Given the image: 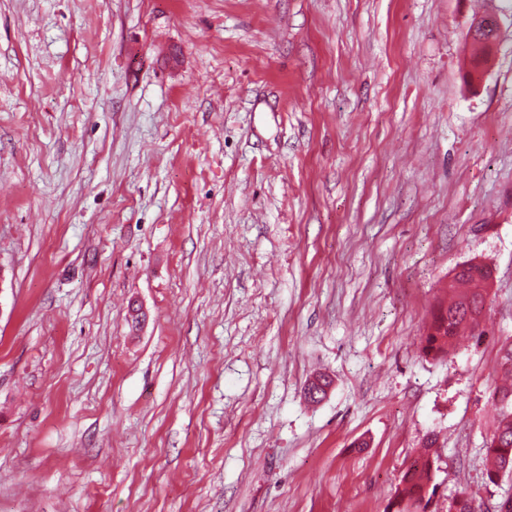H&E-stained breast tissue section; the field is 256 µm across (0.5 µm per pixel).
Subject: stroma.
Wrapping results in <instances>:
<instances>
[{
    "label": "stroma",
    "mask_w": 512,
    "mask_h": 512,
    "mask_svg": "<svg viewBox=\"0 0 512 512\" xmlns=\"http://www.w3.org/2000/svg\"><path fill=\"white\" fill-rule=\"evenodd\" d=\"M503 5L0 0V512H384L430 433L431 512L512 496ZM475 257L485 334L425 357ZM498 406L494 428L486 438L485 452L490 461L487 479L496 484L503 471L512 472V386L496 387L489 393Z\"/></svg>",
    "instance_id": "obj_1"
}]
</instances>
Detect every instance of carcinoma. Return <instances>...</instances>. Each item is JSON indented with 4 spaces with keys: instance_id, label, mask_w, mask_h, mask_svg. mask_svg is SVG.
Segmentation results:
<instances>
[{
    "instance_id": "carcinoma-1",
    "label": "carcinoma",
    "mask_w": 512,
    "mask_h": 512,
    "mask_svg": "<svg viewBox=\"0 0 512 512\" xmlns=\"http://www.w3.org/2000/svg\"><path fill=\"white\" fill-rule=\"evenodd\" d=\"M490 279L492 270L484 264H472L459 273H452L448 281L451 299L448 304H440L434 309L427 332L421 338L424 355L434 359L448 355L455 338L465 330L482 338L484 331L479 329L478 317L485 313ZM498 368L504 377L512 378L511 338L501 344ZM319 380L330 385L328 376L319 374L309 379L304 388L305 398L312 403H319L327 396L326 391L316 385ZM489 396L498 406L494 428L485 442L490 461L487 479L495 484L503 471H512V386L496 387ZM435 445V436L427 435L422 449L402 471L385 512H426L427 504L436 493L434 472L438 457ZM448 512H478V506L476 500L462 490L449 502Z\"/></svg>"
}]
</instances>
